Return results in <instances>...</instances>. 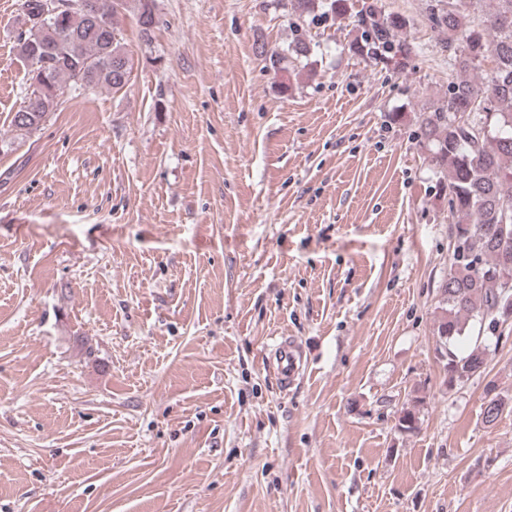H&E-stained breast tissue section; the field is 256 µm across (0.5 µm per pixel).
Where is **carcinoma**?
Returning a JSON list of instances; mask_svg holds the SVG:
<instances>
[{"label": "carcinoma", "mask_w": 512, "mask_h": 512, "mask_svg": "<svg viewBox=\"0 0 512 512\" xmlns=\"http://www.w3.org/2000/svg\"><path fill=\"white\" fill-rule=\"evenodd\" d=\"M320 0H284L288 15L300 20L315 12ZM448 0L433 9L432 25L448 32V104L423 113L419 136L430 148L431 161L448 202L449 238L459 248L450 250L447 277L439 286L443 316L437 337L444 355L448 386L463 385L483 372L482 336L473 337L467 352L457 342L475 326L494 333L512 310V287L502 282L503 271L512 274V0ZM41 0H23L24 30L16 48L27 64V73L42 71L46 91L28 102L11 118L17 132L30 135L41 129L56 111L65 89L120 91L133 71L116 16L128 9L136 15L140 37L148 41L156 24L148 0H112L106 14L94 19L78 11H60L28 26L30 14ZM326 13L341 20L353 19L358 35L349 50L401 73L413 53L397 36L404 26L400 16L385 10L380 0H327ZM306 41L295 38L281 51L256 48L276 67L290 55L305 57ZM468 114L469 123L457 122L455 113ZM504 399L486 401L485 422L502 414Z\"/></svg>", "instance_id": "cac0c4a2"}]
</instances>
